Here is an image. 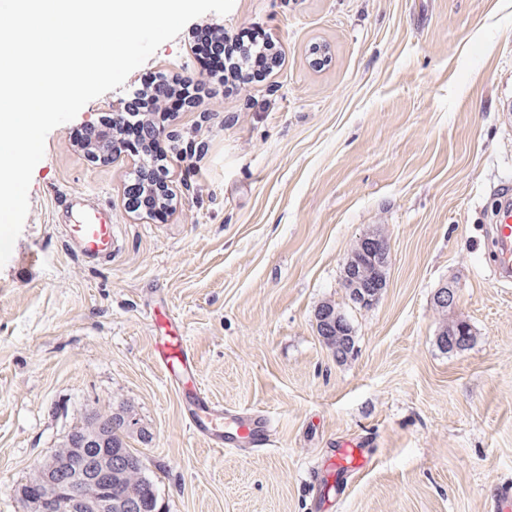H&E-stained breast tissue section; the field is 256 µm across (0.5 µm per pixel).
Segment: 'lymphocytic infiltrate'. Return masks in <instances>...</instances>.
Instances as JSON below:
<instances>
[{
	"instance_id": "lymphocytic-infiltrate-1",
	"label": "lymphocytic infiltrate",
	"mask_w": 512,
	"mask_h": 512,
	"mask_svg": "<svg viewBox=\"0 0 512 512\" xmlns=\"http://www.w3.org/2000/svg\"><path fill=\"white\" fill-rule=\"evenodd\" d=\"M189 46L197 76L145 73L135 93L122 104L128 114L126 121L118 124L104 115L94 127L82 126L73 133L77 144L102 134L107 154L146 159V167L136 169L131 178L128 202L136 211L159 207L164 200L161 164L168 152L164 127L171 117L198 102L252 83L255 77L272 74L282 59L273 36L253 28L229 35L202 25L190 32Z\"/></svg>"
}]
</instances>
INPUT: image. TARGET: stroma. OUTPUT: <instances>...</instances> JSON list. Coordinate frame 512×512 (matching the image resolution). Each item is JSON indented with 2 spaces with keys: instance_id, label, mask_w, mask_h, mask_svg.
Listing matches in <instances>:
<instances>
[{
  "instance_id": "35a3bbf8",
  "label": "stroma",
  "mask_w": 512,
  "mask_h": 512,
  "mask_svg": "<svg viewBox=\"0 0 512 512\" xmlns=\"http://www.w3.org/2000/svg\"><path fill=\"white\" fill-rule=\"evenodd\" d=\"M199 21L271 31L285 62L169 123L165 219L127 207L138 158L92 160L69 133L143 73L193 74L184 36L54 128L33 170L0 267V512H23L21 485L70 424L123 405L152 434L159 512H311L314 472L355 443L369 465L333 512H490L512 484V283L487 259L489 206L512 182V0H235ZM69 194L111 212L110 262L66 248ZM376 231L386 286L358 309L343 266ZM446 285L476 336L457 354L437 344ZM329 301L354 327L345 362L316 332ZM167 321L195 384L264 411L271 445L214 448L190 431L153 357Z\"/></svg>"
}]
</instances>
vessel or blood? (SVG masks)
I'll list each match as a JSON object with an SVG mask.
<instances>
[{
  "label": "vessel or blood",
  "instance_id": "1",
  "mask_svg": "<svg viewBox=\"0 0 512 512\" xmlns=\"http://www.w3.org/2000/svg\"><path fill=\"white\" fill-rule=\"evenodd\" d=\"M492 225L498 252L496 274L501 281L512 282V195L503 193L492 211ZM69 250L88 263L110 259L114 236L112 220L107 213L86 212L64 233ZM155 360L167 382L181 387L186 402L189 426L208 444L234 448L242 444L266 446L271 440V424L263 412L247 409L227 411L214 403L198 386L183 384L185 376L196 369L194 355L177 326H166L155 339ZM364 457V451L349 445L337 448L333 459L324 461V475L337 476L353 469Z\"/></svg>",
  "mask_w": 512,
  "mask_h": 512
}]
</instances>
